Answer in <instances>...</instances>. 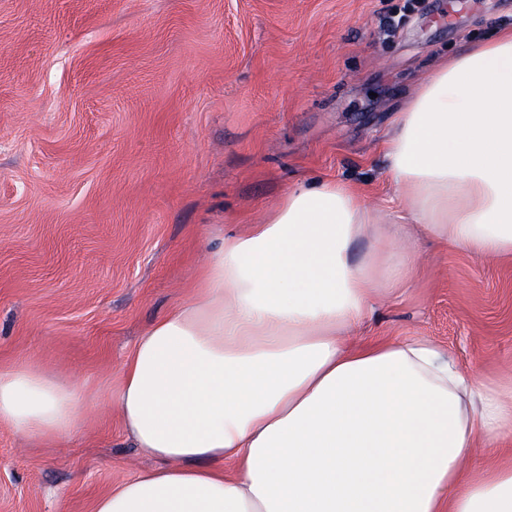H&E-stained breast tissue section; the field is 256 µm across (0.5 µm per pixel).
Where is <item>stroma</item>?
Here are the masks:
<instances>
[{
  "instance_id": "35a3bbf8",
  "label": "stroma",
  "mask_w": 512,
  "mask_h": 512,
  "mask_svg": "<svg viewBox=\"0 0 512 512\" xmlns=\"http://www.w3.org/2000/svg\"><path fill=\"white\" fill-rule=\"evenodd\" d=\"M508 24L512 0H0V365L89 397L58 446L0 427V512H94L157 467L97 399L142 331L288 190L389 204L395 113ZM419 249L357 338H423L512 385V261Z\"/></svg>"
}]
</instances>
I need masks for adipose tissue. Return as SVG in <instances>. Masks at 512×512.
<instances>
[{"mask_svg":"<svg viewBox=\"0 0 512 512\" xmlns=\"http://www.w3.org/2000/svg\"><path fill=\"white\" fill-rule=\"evenodd\" d=\"M382 152L398 214L341 180L295 187L139 336L112 402L164 465L95 512H512V458L469 466L512 435V394L430 342L345 338L409 283L418 235L512 260V26L437 63ZM84 407L77 384L0 365V427L50 445Z\"/></svg>","mask_w":512,"mask_h":512,"instance_id":"obj_1","label":"adipose tissue"}]
</instances>
